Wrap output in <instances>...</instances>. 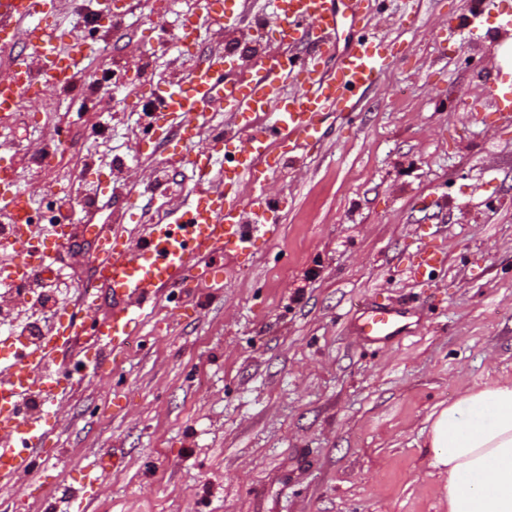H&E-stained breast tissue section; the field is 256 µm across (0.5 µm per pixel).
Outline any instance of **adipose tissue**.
Instances as JSON below:
<instances>
[{
    "label": "adipose tissue",
    "instance_id": "1",
    "mask_svg": "<svg viewBox=\"0 0 512 512\" xmlns=\"http://www.w3.org/2000/svg\"><path fill=\"white\" fill-rule=\"evenodd\" d=\"M426 445L448 473V512H512V378L434 412Z\"/></svg>",
    "mask_w": 512,
    "mask_h": 512
}]
</instances>
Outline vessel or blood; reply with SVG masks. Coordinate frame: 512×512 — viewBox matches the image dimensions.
<instances>
[{"instance_id": "b4317fda", "label": "vessel or blood", "mask_w": 512, "mask_h": 512, "mask_svg": "<svg viewBox=\"0 0 512 512\" xmlns=\"http://www.w3.org/2000/svg\"><path fill=\"white\" fill-rule=\"evenodd\" d=\"M68 0H0V120L15 110L33 90L51 86L68 90L82 76L90 44L83 38L62 42L58 19ZM273 14L288 44L306 45L304 56L287 62L256 53L246 57L216 44L198 54L190 69L166 86L156 88L153 110L163 122L154 130L163 165L190 167L194 194L180 202L169 218L139 227L136 246L126 242L120 224L95 228L97 248L91 257L93 276L75 289L37 343L10 336L0 340V490L11 489L19 473L38 477L49 456L46 445L56 425L53 410L70 397L79 380L82 361H67L63 353L85 321L96 325V353L107 361L124 354L140 330L146 310L166 300L172 290L188 291L195 270H207L224 283L232 269L209 267L217 253L233 260L252 254L261 240L276 237L278 204L258 192L257 162L275 167L303 159L323 144V126L330 116L352 112L359 95L376 86L388 65V54L376 50V33L369 23L371 0H353L351 21L361 34L341 58L332 50L341 18L335 0H273ZM246 0L232 9L218 0H199L191 16L194 26H242ZM311 28H304V21ZM226 112V127L217 142L228 157L224 174L213 168L208 149L176 152L175 139L187 140L210 122L215 107ZM479 111L512 113V86H488ZM272 117L269 126H255L257 114ZM223 189H215L216 180ZM32 199L21 187V173L12 146L0 144V222L11 232L0 238V288H12L18 276L50 283L56 276L53 244L85 232V225L38 224ZM112 298V310L99 316L102 294ZM371 342L404 338L410 333L407 312L385 304L367 305L358 323ZM38 398L39 411L29 408ZM112 471L107 457L92 460L82 471L73 494L58 498L56 487L44 490L48 501H61L64 512L93 500L104 476Z\"/></svg>"}]
</instances>
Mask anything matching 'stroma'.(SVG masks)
I'll list each match as a JSON object with an SVG mask.
<instances>
[{
	"instance_id": "stroma-1",
	"label": "stroma",
	"mask_w": 512,
	"mask_h": 512,
	"mask_svg": "<svg viewBox=\"0 0 512 512\" xmlns=\"http://www.w3.org/2000/svg\"><path fill=\"white\" fill-rule=\"evenodd\" d=\"M467 2L386 0L373 23L395 58L379 84L325 124L312 158L261 178L282 208L279 237L227 286L172 293L134 349L64 402L47 479L65 494L93 454L118 464L82 512H448L428 418L512 377V118L474 110L485 81L512 84L498 56L512 0L486 10L474 41ZM195 3L66 7L63 40L81 27L96 44L116 15L125 36L87 57L77 86L27 98L25 123L0 122L38 223L87 219L94 197L92 223L143 224L192 192L188 170L141 148L152 86L182 72L175 35ZM255 35L206 26L196 42L287 59L271 28ZM60 126L67 142L30 174ZM427 246L443 262L415 276ZM94 251L87 235L56 249L58 304L91 278ZM366 298L407 307L411 336H358Z\"/></svg>"
}]
</instances>
